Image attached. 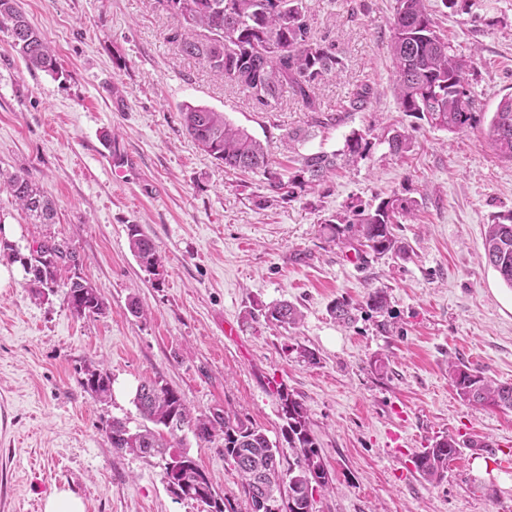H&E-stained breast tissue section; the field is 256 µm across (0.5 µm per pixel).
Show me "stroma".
<instances>
[{
  "label": "stroma",
  "mask_w": 512,
  "mask_h": 512,
  "mask_svg": "<svg viewBox=\"0 0 512 512\" xmlns=\"http://www.w3.org/2000/svg\"><path fill=\"white\" fill-rule=\"evenodd\" d=\"M54 48V75L28 69L0 32V173H27L56 203L52 224H35L0 192V225L22 255L43 240L65 241L80 275L98 289L102 314L80 316L62 294L35 299L19 264L0 279V512H43L53 492L80 496L86 512H201L170 493L157 459L112 449L113 420L141 425L134 397L152 379L177 390L194 414L228 410L278 440V387L306 406L308 425L332 477L316 512H512V411L473 406L451 386L461 362L512 384V288L483 259L487 224L512 213V161L488 138L500 101L512 95V0H429L455 52L471 60L478 124L437 129L398 109L387 44L394 0H307L316 37L345 59L316 91L333 112L362 87L367 110L318 131L304 151L341 149L370 130L369 156L304 197L259 208L260 176L241 174L185 133L182 109L224 113L268 145L310 115L292 97L275 113L184 55L179 21L160 0H19ZM393 126L412 135L391 155ZM415 198L396 235L407 258L355 254L328 241L321 221L350 201ZM139 225L161 259L148 272L129 249ZM384 289L389 305L366 308ZM138 298L144 317L128 311ZM355 306L343 325L328 308ZM294 303L302 321L285 329L254 318L258 306ZM233 326L234 335L224 333ZM315 353V362L301 349ZM112 379L106 400L83 386L88 370ZM477 437L502 453L457 454L438 482L412 458L436 437ZM215 488L244 506L237 470L219 443L184 445Z\"/></svg>",
  "instance_id": "1"
}]
</instances>
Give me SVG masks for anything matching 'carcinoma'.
<instances>
[{
  "instance_id": "cac0c4a2",
  "label": "carcinoma",
  "mask_w": 512,
  "mask_h": 512,
  "mask_svg": "<svg viewBox=\"0 0 512 512\" xmlns=\"http://www.w3.org/2000/svg\"><path fill=\"white\" fill-rule=\"evenodd\" d=\"M180 22L181 52L197 58L215 75L230 80L261 105L276 109L291 95L311 112L304 127L287 130L282 146L304 144L315 130L335 126L340 113L322 112L316 106L315 90L344 67L336 47L316 38L308 21L305 0H161ZM12 37L13 47L31 69L59 73L57 59L41 32L28 21L17 0H0V31ZM388 49L392 62L394 93L400 111L417 115L451 133L475 127L477 102L470 90L468 61L456 54L441 34L427 0H395ZM371 89L364 87L349 100L346 112H362L370 104ZM186 134L224 167L260 174L269 195L258 205L278 199L294 200L325 183L340 163L354 164L367 158L373 142L367 131H354L343 148L328 153H296L285 169L273 165L271 151L246 130L234 126L222 112L200 106L182 110ZM489 137L496 154L512 160V97L503 99L494 112ZM412 136L404 128L388 132L386 142L394 154L405 152ZM21 210L39 224H53L54 202L43 195L25 173L10 175L3 183ZM418 201L397 194L375 206L349 203L323 221L332 240L356 242L380 258H405L408 246L394 233V226L407 221ZM131 252L149 270L157 271L160 257L153 241L136 224L128 227ZM485 257L507 286L512 288V217L509 222L487 225ZM0 258L19 262L29 275V285L38 298L65 288L67 305L78 315H98L105 302L99 291L81 277L63 285L57 281L59 265L76 262L63 240L40 242L25 257L7 241H0ZM365 305L381 312L388 306L382 289L369 293ZM265 321L293 327L301 313L289 302L259 309ZM332 318L352 321V307L341 297L329 308ZM450 379L463 400L480 406L512 410V385L498 384L467 365L451 369ZM110 378L97 371L87 373V390L97 398L110 393ZM281 440L271 442L259 429L229 412L193 416L180 394L158 381L139 385L135 405L147 425L135 432L121 420L112 421L108 439L117 451L141 458H158L163 479L175 496L203 506V512H239L230 498L217 491L209 475L186 451L172 452L179 433L189 430L200 443L223 439L224 460L232 463L243 480L249 508L246 512H315L314 495L329 488L332 478L308 426L304 404L281 387ZM456 439L443 436L414 459L416 471L427 481L440 480L448 462L458 453ZM292 460L283 468L285 453Z\"/></svg>"
}]
</instances>
